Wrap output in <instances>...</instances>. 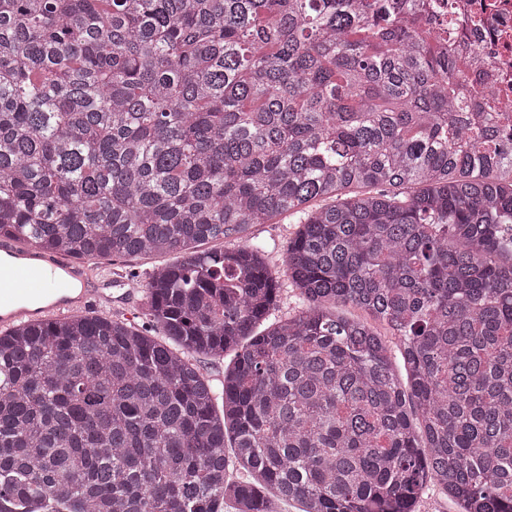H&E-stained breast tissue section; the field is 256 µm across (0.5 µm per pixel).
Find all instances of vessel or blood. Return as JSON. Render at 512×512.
<instances>
[{
    "label": "vessel or blood",
    "mask_w": 512,
    "mask_h": 512,
    "mask_svg": "<svg viewBox=\"0 0 512 512\" xmlns=\"http://www.w3.org/2000/svg\"><path fill=\"white\" fill-rule=\"evenodd\" d=\"M0 329L24 318L43 322L97 305L127 304L129 293L113 294L111 275L93 276L87 265L18 250L0 242Z\"/></svg>",
    "instance_id": "1"
}]
</instances>
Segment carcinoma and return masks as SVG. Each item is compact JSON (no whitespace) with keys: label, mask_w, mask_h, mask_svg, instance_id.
<instances>
[{"label":"carcinoma","mask_w":512,"mask_h":512,"mask_svg":"<svg viewBox=\"0 0 512 512\" xmlns=\"http://www.w3.org/2000/svg\"><path fill=\"white\" fill-rule=\"evenodd\" d=\"M407 3L0 0V238L184 254L161 338L0 332V512H512V128ZM282 215L302 306L259 332ZM170 341L236 352L222 390ZM457 506L437 487L430 486L420 499L416 512H456Z\"/></svg>","instance_id":"cac0c4a2"}]
</instances>
